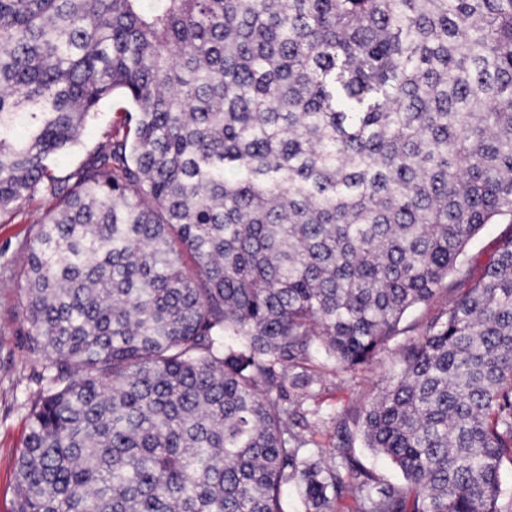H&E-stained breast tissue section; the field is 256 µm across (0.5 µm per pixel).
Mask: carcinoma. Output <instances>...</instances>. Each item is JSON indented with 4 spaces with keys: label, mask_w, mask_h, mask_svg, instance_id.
<instances>
[{
    "label": "carcinoma",
    "mask_w": 512,
    "mask_h": 512,
    "mask_svg": "<svg viewBox=\"0 0 512 512\" xmlns=\"http://www.w3.org/2000/svg\"><path fill=\"white\" fill-rule=\"evenodd\" d=\"M42 189L13 512H512V236L358 416L403 481L309 405L512 221V0H0V223ZM113 111L112 100H106L100 105L99 112L83 128L80 144L60 155L54 162L58 175L75 172L87 160L89 153L105 141L106 133L112 128V119L116 117Z\"/></svg>",
    "instance_id": "cac0c4a2"
}]
</instances>
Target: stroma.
<instances>
[{"mask_svg": "<svg viewBox=\"0 0 512 512\" xmlns=\"http://www.w3.org/2000/svg\"><path fill=\"white\" fill-rule=\"evenodd\" d=\"M115 117L112 101H104L83 128L80 144L56 159L58 175H68L82 166L90 152L104 141ZM32 220V214H27L13 223L0 224V512L14 509L15 465L25 448L28 408L40 388L38 373L43 364L42 354L28 347L25 336L28 324L24 318L26 288L22 269L25 246L32 237ZM510 235L512 221L501 219L485 225L465 248L468 263L464 271L451 275L447 287L432 301L403 317L400 335L378 352L372 366L353 374L325 373L317 402L335 411L338 419L347 421L354 436L351 452L369 469L394 481L401 478L387 458L365 448L355 423L360 407L377 393L384 376L395 368L400 346L418 340L434 317L467 292L493 261L501 241ZM337 421L321 425L317 440L327 445L336 442Z\"/></svg>", "mask_w": 512, "mask_h": 512, "instance_id": "obj_1", "label": "stroma"}]
</instances>
